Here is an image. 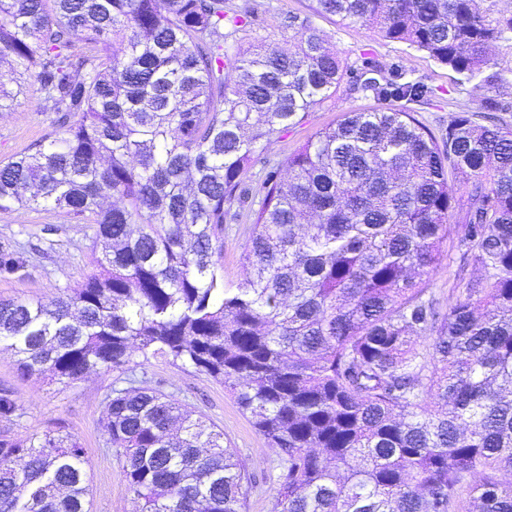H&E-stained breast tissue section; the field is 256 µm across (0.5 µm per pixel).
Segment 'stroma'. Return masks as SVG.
Here are the masks:
<instances>
[{
  "instance_id": "obj_1",
  "label": "stroma",
  "mask_w": 512,
  "mask_h": 512,
  "mask_svg": "<svg viewBox=\"0 0 512 512\" xmlns=\"http://www.w3.org/2000/svg\"><path fill=\"white\" fill-rule=\"evenodd\" d=\"M260 10L250 28L228 41L229 51L245 50L263 42L286 46L291 33L284 26L288 16L310 18L336 51L343 66L359 68L363 58L378 62L385 71H397L405 79L420 80L433 90L428 103H407V110L432 131L447 124L453 112L474 113L478 123L488 115L483 99L512 104V40L497 44L491 55V69L501 79L497 85L475 89L450 68L402 42L382 38L375 30L347 24L336 16L316 10L315 0H258ZM390 99H377L373 93L355 88L343 79L333 97L308 112L267 151L271 163L286 158L316 131L335 124L348 112H368L393 107ZM52 130L49 113L38 111L34 87H24L11 110L0 112V162L25 151ZM249 201L230 206L237 220L224 226V282L234 286L244 278L242 255L251 233L246 217ZM23 247L26 264L12 274L0 275V299H49L63 287L81 282L92 272L91 242L85 225L76 223L53 209L0 212V248ZM145 367L153 381L192 409L202 413L224 432V439L236 448L249 472L261 473L272 455L264 438L256 432L250 415L244 414L222 385L198 374L188 365L174 364L157 357ZM115 372L97 368L76 385L65 387L34 375L20 377L10 349L0 346V389L12 392L25 415L13 421L0 419V433L16 436L41 434L64 425L79 438L86 450L85 470L91 478L92 512H137L121 467L107 446L103 425L106 400L111 393Z\"/></svg>"
}]
</instances>
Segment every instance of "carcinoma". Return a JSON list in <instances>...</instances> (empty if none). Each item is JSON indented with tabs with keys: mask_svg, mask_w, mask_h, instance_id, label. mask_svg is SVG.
<instances>
[{
	"mask_svg": "<svg viewBox=\"0 0 512 512\" xmlns=\"http://www.w3.org/2000/svg\"><path fill=\"white\" fill-rule=\"evenodd\" d=\"M316 2L479 90L499 81L489 50L512 14L476 0ZM256 13L0 0V53L21 79L0 82V112L30 83L55 127L0 162V211L58 210L103 244L75 288L1 299L0 344L22 377L117 373L108 447L139 512H244L252 476L224 431L132 366L137 354L190 365L252 415L275 454L273 512H512V126L461 111L437 135L401 109L345 113L286 174L263 168L245 278L228 287L224 220L248 194L243 176L345 74L307 17H288L292 50L228 56ZM355 78L379 98L432 93L370 58ZM454 238L444 306L430 275ZM22 262L0 251V272ZM22 416L1 393L0 417ZM85 455L62 427L0 435V512H89Z\"/></svg>",
	"mask_w": 512,
	"mask_h": 512,
	"instance_id": "obj_1",
	"label": "carcinoma"
}]
</instances>
